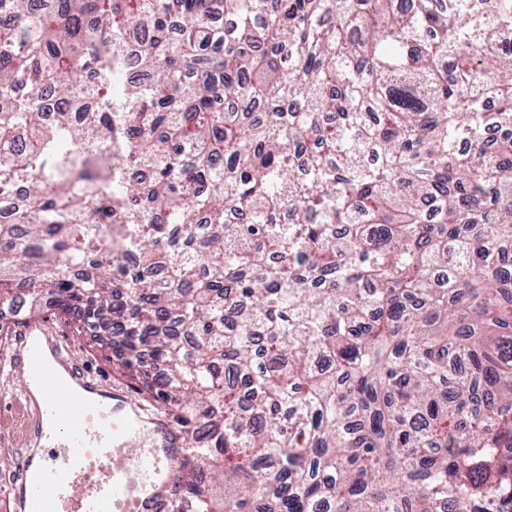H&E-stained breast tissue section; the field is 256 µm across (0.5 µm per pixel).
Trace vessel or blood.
<instances>
[{"label":"vessel or blood","mask_w":512,"mask_h":512,"mask_svg":"<svg viewBox=\"0 0 512 512\" xmlns=\"http://www.w3.org/2000/svg\"><path fill=\"white\" fill-rule=\"evenodd\" d=\"M8 363L24 374L23 399L36 391L45 397L29 425L30 444L40 445L49 425L61 438L40 464L23 455L14 492L20 512H170L186 450L167 419L120 390L101 399L97 376L72 366L69 345L39 324L26 328ZM61 366L67 376L58 374ZM48 486L60 494L45 496Z\"/></svg>","instance_id":"vessel-or-blood-1"}]
</instances>
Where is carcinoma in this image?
<instances>
[{
    "label": "carcinoma",
    "instance_id": "carcinoma-1",
    "mask_svg": "<svg viewBox=\"0 0 512 512\" xmlns=\"http://www.w3.org/2000/svg\"><path fill=\"white\" fill-rule=\"evenodd\" d=\"M212 2L0 0V335L119 345L197 512H512V0Z\"/></svg>",
    "mask_w": 512,
    "mask_h": 512
}]
</instances>
